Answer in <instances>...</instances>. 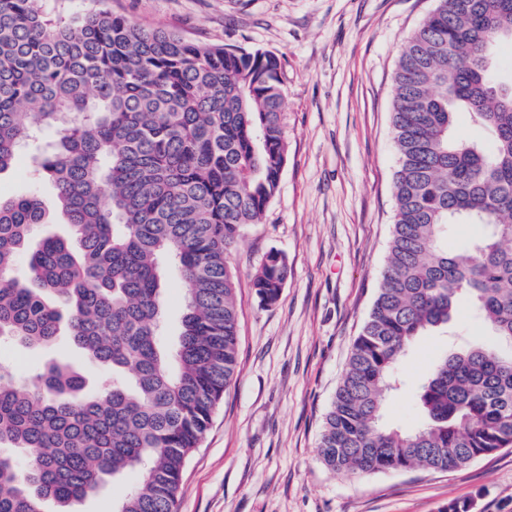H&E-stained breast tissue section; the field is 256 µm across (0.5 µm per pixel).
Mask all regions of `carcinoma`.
I'll return each mask as SVG.
<instances>
[{
	"label": "carcinoma",
	"instance_id": "obj_1",
	"mask_svg": "<svg viewBox=\"0 0 512 512\" xmlns=\"http://www.w3.org/2000/svg\"><path fill=\"white\" fill-rule=\"evenodd\" d=\"M512 42V0H439L405 41L391 123L395 213L371 310L325 415L318 451L349 476L448 471L512 448V353L468 342L417 392L422 424L384 423L385 396L415 339L465 300L512 347V83L492 49ZM280 59L192 43L90 9L63 19L39 0H0V174L32 155L69 235L35 238L49 208L0 199V336L26 348L61 330L112 373L86 386L53 362L19 383L0 367V512H61L135 473L116 512H177L188 456L231 384L238 356L233 249L261 221L286 162ZM464 111L489 150L456 132ZM481 224L463 255L448 225ZM27 278L13 276L19 258ZM172 259L185 290L177 347L160 339ZM288 278L269 251L253 279L266 305Z\"/></svg>",
	"mask_w": 512,
	"mask_h": 512
}]
</instances>
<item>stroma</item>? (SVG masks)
<instances>
[{"instance_id": "stroma-1", "label": "stroma", "mask_w": 512, "mask_h": 512, "mask_svg": "<svg viewBox=\"0 0 512 512\" xmlns=\"http://www.w3.org/2000/svg\"><path fill=\"white\" fill-rule=\"evenodd\" d=\"M74 16L95 6L187 40L277 55L284 80L288 157L279 190L233 254L239 311L234 379L188 458L177 512H512V448L450 472L414 469L345 477L321 462L323 419L372 305L395 208L398 152L394 74L408 36L437 0H41ZM36 190L52 200L21 152L0 175V197ZM288 278L264 305L253 276L270 250ZM497 340L471 306L447 332L418 337L398 367L385 423L421 421L416 391L437 359L470 340ZM85 363L68 336L45 351L0 342V367L23 379L46 361Z\"/></svg>"}]
</instances>
